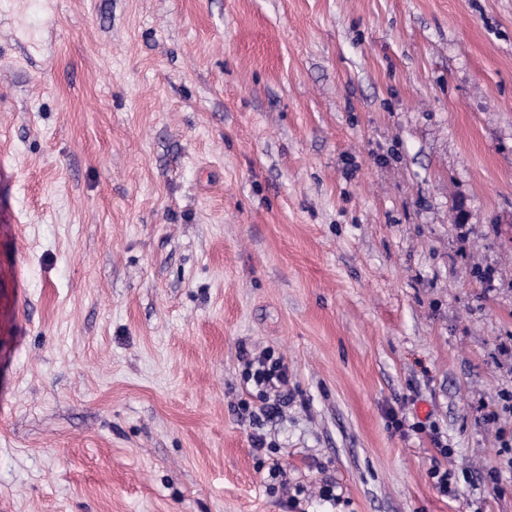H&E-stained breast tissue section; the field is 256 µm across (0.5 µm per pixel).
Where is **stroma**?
<instances>
[{
	"label": "stroma",
	"mask_w": 512,
	"mask_h": 512,
	"mask_svg": "<svg viewBox=\"0 0 512 512\" xmlns=\"http://www.w3.org/2000/svg\"><path fill=\"white\" fill-rule=\"evenodd\" d=\"M506 392L512 0H0V512H512ZM245 365L246 382L254 385L261 411L272 408L288 397V365L282 357H274V353L266 352L255 359H248Z\"/></svg>",
	"instance_id": "35a3bbf8"
}]
</instances>
